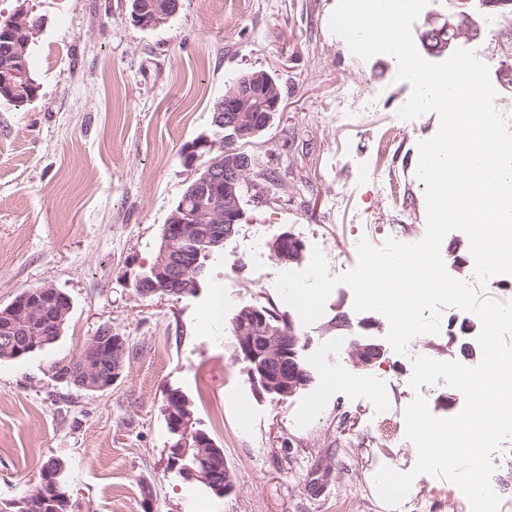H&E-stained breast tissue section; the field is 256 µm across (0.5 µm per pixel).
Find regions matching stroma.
<instances>
[{"mask_svg":"<svg viewBox=\"0 0 512 512\" xmlns=\"http://www.w3.org/2000/svg\"><path fill=\"white\" fill-rule=\"evenodd\" d=\"M336 0H181L165 26L129 19L130 0H38L44 25L32 58L37 98L0 102V307L50 285L73 303L52 346L0 360V501L24 495L42 463H63L72 512H466L455 484L416 476L395 510L372 485L380 467L412 471L415 446L378 426V406L405 410L412 365L386 345L389 323L353 309L339 285L323 315L303 325L275 288L305 269L313 249L330 275L351 269L360 239L405 241L426 227L418 144L440 117H398L411 95L381 54L362 60L333 34ZM459 47L492 58L495 108L512 123V13ZM268 72L282 107L245 147L253 159L244 217L209 259L194 293L140 297L138 273L154 261L162 227L189 184L184 144L211 129L226 85ZM398 132L380 177L376 144ZM303 257L279 261L281 233ZM275 308L301 336L310 383L292 398L260 392L234 352L240 309ZM126 336L121 377L88 394L56 381L53 362L77 355L101 328ZM479 318L443 310L438 334L416 342L435 360L470 362ZM383 343L354 367V340ZM357 380L329 385L337 364ZM191 402L200 429L224 450L234 489L218 497L168 464L172 436L162 407L171 392ZM151 487L145 499L143 487Z\"/></svg>","mask_w":512,"mask_h":512,"instance_id":"obj_1","label":"stroma"}]
</instances>
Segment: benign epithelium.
<instances>
[{"instance_id": "obj_1", "label": "benign epithelium", "mask_w": 512, "mask_h": 512, "mask_svg": "<svg viewBox=\"0 0 512 512\" xmlns=\"http://www.w3.org/2000/svg\"><path fill=\"white\" fill-rule=\"evenodd\" d=\"M32 0H17L11 17L4 21L0 33L15 30L38 31L29 27L34 6ZM180 0H169L159 6L138 2L133 9L136 26L143 29L159 27L177 14ZM473 18L465 13H451L440 28L432 30L438 40L436 52L453 53L455 46L444 39L445 31L459 25L469 27ZM26 64L11 63L0 68V84L14 85L25 79ZM281 96L272 77L265 71L236 80L217 107L213 126L224 129L220 141L208 135L200 136L183 151L184 165L194 171L190 188L181 205L167 217L161 234L158 257L149 269L136 275L134 288L139 296L151 297L159 292L183 294L190 286L198 285L203 271L201 257L218 249L230 235L228 226L242 219V209L236 196L237 187L246 178L252 161L240 153L238 143L262 133L279 111ZM278 260L297 262L303 246L295 237L283 233L272 244ZM58 308L57 317L49 321L51 332L62 334L66 316L72 310V300L53 286L45 285L18 296L6 309L9 326L0 329L4 344L0 350L20 356L26 343L14 338L19 327L27 321L43 320L47 313ZM238 356L249 363L253 383L269 394L291 397L309 382L305 369L299 365V342L279 327H274L266 315L255 308L245 310L234 321ZM98 337H93L81 352L51 367L52 377L89 389H108L120 378L116 371H105L97 357ZM382 352V345L369 341L355 343V355L363 366L371 365ZM165 415L175 433L181 436L177 447L170 450L171 468L181 472L188 481H198L212 487L219 495L234 487L232 475L224 470V479L202 463L209 437L203 431L192 430L193 414L181 404L167 406ZM195 448L194 464L185 460Z\"/></svg>"}]
</instances>
